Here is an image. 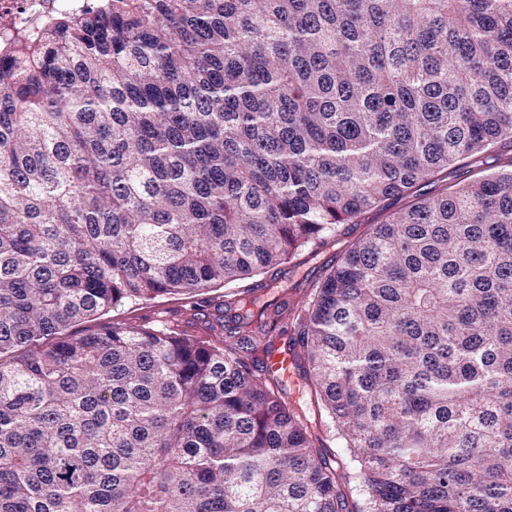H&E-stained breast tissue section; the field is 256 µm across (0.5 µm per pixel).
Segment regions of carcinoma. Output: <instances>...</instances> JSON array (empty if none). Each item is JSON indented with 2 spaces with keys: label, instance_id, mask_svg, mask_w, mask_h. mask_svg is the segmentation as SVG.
<instances>
[{
  "label": "carcinoma",
  "instance_id": "carcinoma-1",
  "mask_svg": "<svg viewBox=\"0 0 512 512\" xmlns=\"http://www.w3.org/2000/svg\"><path fill=\"white\" fill-rule=\"evenodd\" d=\"M505 140L512 0H98L1 55L0 512H512V159L420 193ZM374 210L291 318L312 419L250 280ZM221 287L212 339L119 314ZM264 367L272 374H277L285 380L295 374V360L292 352L288 349L275 348L272 353L263 360Z\"/></svg>",
  "mask_w": 512,
  "mask_h": 512
}]
</instances>
